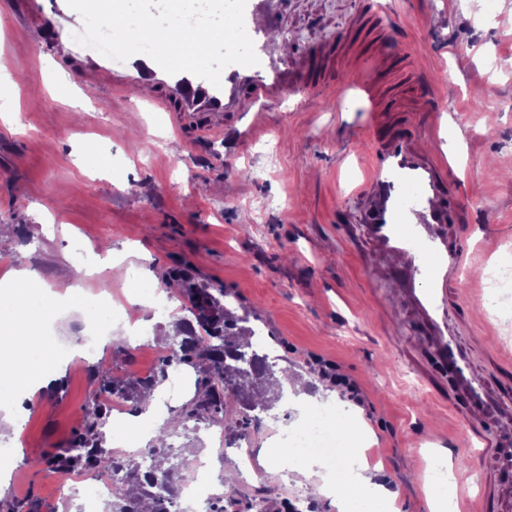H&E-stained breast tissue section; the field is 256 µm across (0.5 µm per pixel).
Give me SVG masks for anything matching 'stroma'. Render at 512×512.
<instances>
[{
    "label": "stroma",
    "mask_w": 512,
    "mask_h": 512,
    "mask_svg": "<svg viewBox=\"0 0 512 512\" xmlns=\"http://www.w3.org/2000/svg\"><path fill=\"white\" fill-rule=\"evenodd\" d=\"M27 0H0V114L16 113L14 132L0 122V278L18 269L64 293L84 258L75 241L94 245L101 260L82 286L94 297L149 288L166 315L137 304L149 327V348L135 351L133 328L112 322L96 358L60 368L57 387L21 398L15 427L0 445V498L36 497L55 512L58 471L44 458L68 447L93 404L95 368L112 376L151 373L167 353L157 335L184 316L180 292L166 271L179 269L226 289L253 315L251 325L274 345L278 369L321 390L318 405L344 406L354 418V448L381 463L378 496L398 494L401 512H430V460L443 452L450 470L471 471L472 497L497 502L501 461L484 453L469 409L440 367L434 339L419 322L399 282L400 264L367 263L371 244L353 221L352 194L362 177L359 155L374 139L363 93L325 74L310 100L269 107L267 126L247 134V118H224V135L202 126L175 134L156 111L151 90L114 86L107 62L91 52L59 53L49 30L26 24ZM277 32L288 47L334 41L361 0H277ZM408 52L391 87L416 96L433 90L432 111L401 112L397 122L439 128L422 138L462 172L458 210L448 241L473 240L483 253L448 285V324L474 375L512 414V295L489 308V268L512 267V40L505 13L512 0H387ZM121 274L111 275L110 265ZM123 347H116V340ZM337 364L358 385L353 401L319 372ZM260 476L224 486V512H248L265 498L270 512H288L297 489L313 512H336L322 497V477L282 486L278 449L263 427L251 428Z\"/></svg>",
    "instance_id": "obj_1"
}]
</instances>
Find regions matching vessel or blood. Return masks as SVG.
Instances as JSON below:
<instances>
[{
	"label": "vessel or blood",
	"mask_w": 512,
	"mask_h": 512,
	"mask_svg": "<svg viewBox=\"0 0 512 512\" xmlns=\"http://www.w3.org/2000/svg\"><path fill=\"white\" fill-rule=\"evenodd\" d=\"M273 12L274 0H247L245 25L259 63L226 67L220 86L189 73L167 74L152 59L136 55L124 62L113 61L114 79L145 89L154 82L163 84L166 92L156 103L171 113L178 131L197 112L207 113L208 129L219 135L229 112L250 114L249 132L263 130L268 102L286 93L304 92L316 82L318 72L334 61L343 82L367 95L375 119L409 111V103L400 94L381 90L405 55L394 41L391 15L382 0H362L361 10L336 42L306 47L285 63L280 62L270 38ZM29 15L32 22L49 26L58 35L78 27L69 8L47 5L46 0H31ZM418 139V133L401 128L375 139L364 156V180L357 193L366 202L360 221L379 252L406 257L408 265L400 282L423 326L435 338L440 363L455 379L476 420L491 412L493 401L471 376L446 320L448 283L469 261L468 248L448 245L451 209L461 179L446 156L424 154Z\"/></svg>",
	"instance_id": "vessel-or-blood-1"
}]
</instances>
